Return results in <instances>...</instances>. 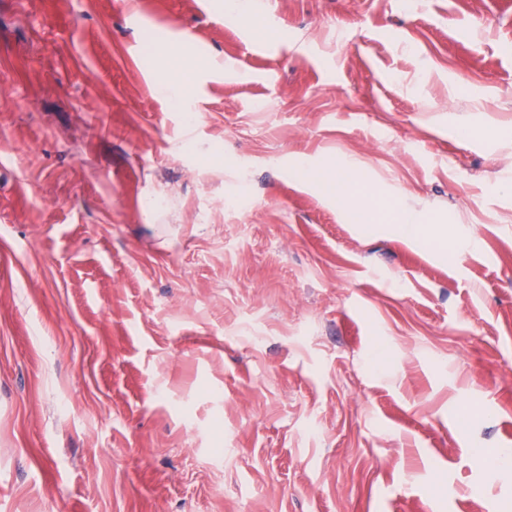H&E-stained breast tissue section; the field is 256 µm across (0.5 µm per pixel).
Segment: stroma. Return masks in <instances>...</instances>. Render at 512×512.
<instances>
[{"label": "stroma", "instance_id": "obj_1", "mask_svg": "<svg viewBox=\"0 0 512 512\" xmlns=\"http://www.w3.org/2000/svg\"><path fill=\"white\" fill-rule=\"evenodd\" d=\"M255 4L0 0V512H512V0ZM293 173L335 199L336 203L351 199L354 196L355 186L359 182L357 167L353 164L327 162L311 167L297 163ZM393 232L408 243L426 242L432 235V227L424 226L419 221L418 212L412 206L404 205L393 224Z\"/></svg>", "mask_w": 512, "mask_h": 512}]
</instances>
